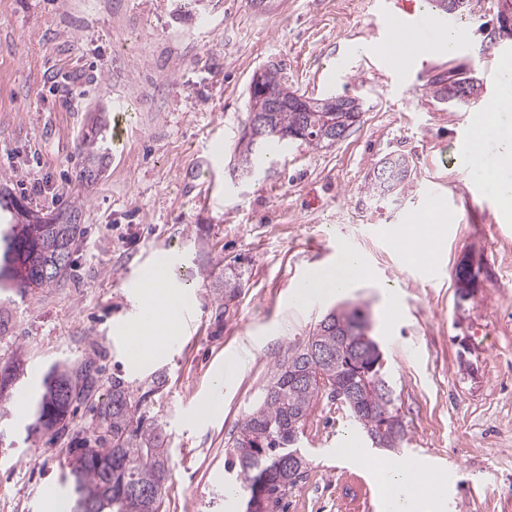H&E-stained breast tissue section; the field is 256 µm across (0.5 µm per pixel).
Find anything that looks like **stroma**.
I'll return each instance as SVG.
<instances>
[{
	"mask_svg": "<svg viewBox=\"0 0 512 512\" xmlns=\"http://www.w3.org/2000/svg\"><path fill=\"white\" fill-rule=\"evenodd\" d=\"M418 4L202 0L190 11L185 0H0V187L47 211L79 203L87 228L60 287L0 293V361L21 354L16 388L29 394L53 363L89 357L104 368L92 405L116 380L148 394L171 455L159 512H244L224 494L227 449L276 369L344 301L370 315L407 430L401 458L448 479L445 512H512V210L472 192L458 153L497 95L492 74L512 69V31L501 29L498 0H468L453 14L460 50H426L406 73L383 37ZM267 69L308 98H358L363 112L334 145L282 144L275 162L242 176L233 151L248 86ZM453 69L469 72L479 95L436 102L433 76ZM99 112L108 159L89 183L82 133ZM393 155L409 159L410 181L372 197L369 177ZM434 182L447 222L427 263L409 269L403 233ZM346 246L364 257L366 277L345 297L292 309L296 282ZM161 249L187 260L193 322L157 361L134 366L130 300ZM464 259L478 279L468 300L456 288ZM227 277L239 288L221 304L212 288ZM246 345L222 412L195 419L213 375ZM91 419L81 408L54 439L27 438V413L0 421V512H49L39 491L59 485L70 439L91 435ZM349 434L370 448L345 404L319 397L300 436L306 476L284 512H385L374 472L336 456Z\"/></svg>",
	"mask_w": 512,
	"mask_h": 512,
	"instance_id": "1",
	"label": "stroma"
}]
</instances>
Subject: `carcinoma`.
Instances as JSON below:
<instances>
[{
  "label": "carcinoma",
  "mask_w": 512,
  "mask_h": 512,
  "mask_svg": "<svg viewBox=\"0 0 512 512\" xmlns=\"http://www.w3.org/2000/svg\"><path fill=\"white\" fill-rule=\"evenodd\" d=\"M262 81L269 95H282L285 100L275 110L261 113L260 137L244 132L239 138L237 169L243 174L250 173L265 152L287 135L323 148L340 140L342 131L360 118L362 108L356 98L342 103L317 99L302 109L276 72H264ZM97 134L96 121L83 134L89 179L104 168L98 157ZM389 174L386 180L371 178L374 195H388L410 177L408 159L392 157ZM21 205L12 194H0V210L11 214L9 223L0 228V289L25 294L61 283L72 266L73 246L83 228L77 204L55 214H39ZM376 346L360 308L333 309L320 320L304 347L277 368L262 402L244 418L232 441L234 483L246 499L248 512H259L265 501L271 504V512H277L288 487L296 483L292 476L306 472L298 436L323 395L321 381L344 391L340 400L375 447H402L405 428L394 409L387 374L370 362ZM21 366L18 357L0 366V418L9 412L7 390L23 373ZM99 382V369L91 360L50 366L41 391L30 398L32 423L27 426V437L65 425L74 402L96 392ZM95 418L93 445L72 450L62 475V483L71 485L75 496L74 512H158L169 471L164 424L147 416L143 398L116 380L109 398L97 406Z\"/></svg>",
  "instance_id": "cac0c4a2"
}]
</instances>
